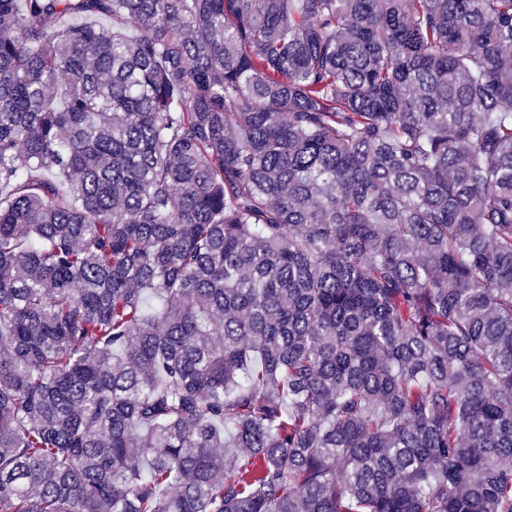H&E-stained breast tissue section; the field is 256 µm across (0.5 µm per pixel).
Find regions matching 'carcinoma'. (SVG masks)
I'll return each instance as SVG.
<instances>
[{
    "instance_id": "cac0c4a2",
    "label": "carcinoma",
    "mask_w": 512,
    "mask_h": 512,
    "mask_svg": "<svg viewBox=\"0 0 512 512\" xmlns=\"http://www.w3.org/2000/svg\"><path fill=\"white\" fill-rule=\"evenodd\" d=\"M0 512H512V0H0Z\"/></svg>"
}]
</instances>
